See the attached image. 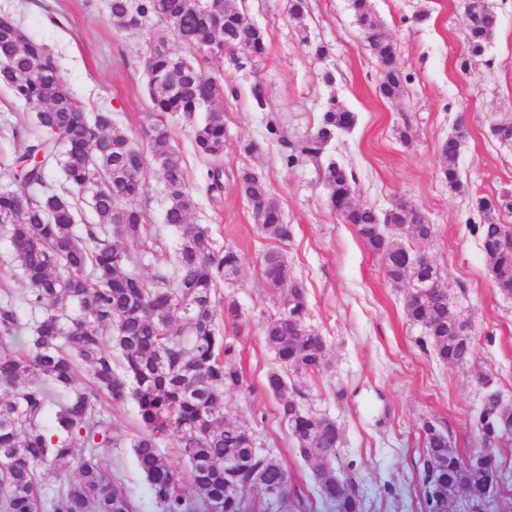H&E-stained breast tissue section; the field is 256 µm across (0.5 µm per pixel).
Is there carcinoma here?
<instances>
[{"label": "carcinoma", "mask_w": 512, "mask_h": 512, "mask_svg": "<svg viewBox=\"0 0 512 512\" xmlns=\"http://www.w3.org/2000/svg\"><path fill=\"white\" fill-rule=\"evenodd\" d=\"M355 23L380 71L378 94L400 103L408 75L398 60V45L377 17L372 0H350ZM468 23L462 66L484 55L499 24L492 0H465ZM136 13L179 42L184 54L151 50L144 61L147 94L155 120L143 131L151 148L146 155L112 119V113H90L64 82L57 58L47 44L30 38L9 15L0 16V86L36 112V126L4 128L12 137H27L22 153L3 167L0 229L7 236L16 268L27 285L23 296L31 314V333L9 289L0 301V512H136L120 480L101 469L96 450L128 443L160 512H248L246 490L256 493L266 512H281L284 500L271 504L266 489L288 483V471L270 453L253 454L255 437L224 417V391L241 388L244 379L230 357L231 348L217 328L213 297L218 284L230 280L241 264L226 248L214 252L207 224L189 223L194 195L183 159L170 145L164 114L190 118L206 112L195 129L198 152L209 164L207 193L224 191V112L219 103L233 87L213 74L207 62L224 61L230 73L258 70L267 52L266 32L235 0H109V22L129 26ZM177 85L166 90L176 70ZM357 116L336 96L327 99L316 129L290 140L277 121L266 130L281 148L288 166L315 163L329 206L343 224L352 225L370 254L379 259L390 282L399 287L416 278L427 287L404 299L410 322L425 330L439 360L461 364L470 359L467 346L453 333L447 286L433 265H408L414 249L385 234L384 227L403 228L413 240L432 237L433 227L420 210L400 202L379 215L354 202L355 176L328 154L341 132ZM465 135L448 136L439 149V172L454 191L464 188L456 160ZM154 163L166 190L164 223L180 233L174 277L149 282L126 266L133 263L128 244L147 246L149 218L142 205L149 163ZM51 168L62 172L67 191L47 186ZM240 190L252 206L261 233L279 243L293 236L278 200L264 177L243 168ZM92 191L95 224L76 223L71 194ZM472 207L484 216L477 225L487 258L488 275L501 293L512 296V232L495 215L512 213V193L478 196ZM261 275L275 298L276 312L264 326L278 368L266 377L267 391L282 402L281 413L306 461L324 448L336 458V426L302 407L303 392L288 384V373L309 375L325 367L326 345L309 325L306 289L288 287L285 258L272 249L261 257ZM131 399L137 408L138 433H112L101 409L103 399ZM512 428V408L487 410L478 428L496 433L491 423ZM175 434L186 457L187 475L175 470L161 445ZM421 472L427 512H441L450 502L480 501L475 491L500 473L499 457L474 455L448 472L431 468L434 458L453 466L459 455L439 431L425 437ZM239 459L236 489L224 484V460ZM75 459L78 476L71 480L62 463ZM193 496L183 491L184 483ZM319 497L335 512H362L354 477L336 483V474L318 480Z\"/></svg>", "instance_id": "carcinoma-1"}]
</instances>
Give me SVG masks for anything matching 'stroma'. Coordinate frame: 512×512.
Instances as JSON below:
<instances>
[{
  "label": "stroma",
  "instance_id": "1",
  "mask_svg": "<svg viewBox=\"0 0 512 512\" xmlns=\"http://www.w3.org/2000/svg\"><path fill=\"white\" fill-rule=\"evenodd\" d=\"M267 32V54L258 75L237 73L236 96L225 97L224 192L211 199L207 163L194 142V123L180 113L166 121L171 143L183 157L195 195L190 221L211 228L214 251L236 250L239 273L219 285L218 296L240 305L237 321H220L224 341L245 379L243 388L224 393V414L249 428L263 451L288 471V512H324L316 462L304 460L281 418L279 401L265 388L276 368L263 337V322L274 309L260 275V260L280 248L287 281L307 292L309 323L323 336L327 367L292 377L307 398L305 410L335 421L341 434L337 475L353 472L363 496V512H425L420 481L424 430L434 425L462 458L483 445L477 417L489 394L512 404V297L490 279L480 221L471 200L512 191V146L493 135L494 124L512 118V0H494L499 27L484 55L461 69L466 18L464 0H373L391 30L399 61L410 81L402 105L381 98L374 58L366 50L349 0H307L302 21L288 17L287 0H237ZM13 17L25 33L56 54L60 74L72 93L92 112L112 113L117 127L134 139L154 119L145 91L142 60L157 42V28L120 30L108 21L107 0H0V15ZM307 27L309 44L300 41ZM329 47L326 58L314 46ZM336 81L326 85L324 71ZM261 82L269 109L253 105L250 88ZM338 97L357 121L330 151L356 178V203L383 212L404 202L426 213L433 236L414 243L435 263L458 314L469 322L474 356L463 365L439 361L424 330L404 313L405 289L394 287L381 263L361 242L354 227L330 209L312 162L287 166L266 131L277 118L289 134L314 130L328 96ZM409 128L410 142L398 131ZM466 139L457 159L464 183L450 191L439 175L440 145L457 128ZM261 142L247 154L245 145ZM263 175L294 226L290 242L276 245L261 234L238 191L241 168ZM144 202L155 246L131 249L132 268L150 279L172 273L178 233L163 222L166 191L159 175L148 174ZM503 462L498 490L481 512H512V436L501 438ZM106 474L119 477L138 512H159L128 448H101Z\"/></svg>",
  "mask_w": 512,
  "mask_h": 512
}]
</instances>
